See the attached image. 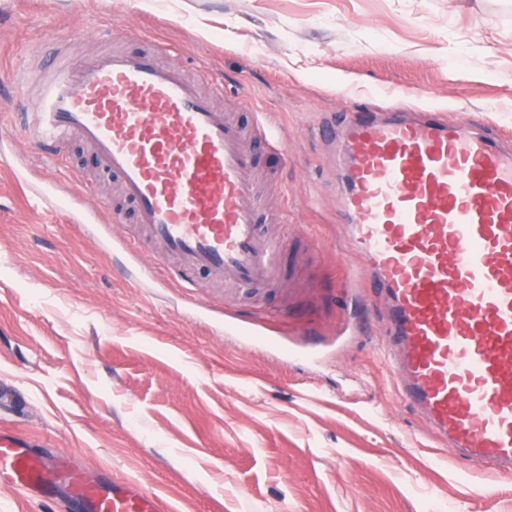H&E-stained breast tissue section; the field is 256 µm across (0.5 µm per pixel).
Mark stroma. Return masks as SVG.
<instances>
[{"label":"stroma","mask_w":512,"mask_h":512,"mask_svg":"<svg viewBox=\"0 0 512 512\" xmlns=\"http://www.w3.org/2000/svg\"><path fill=\"white\" fill-rule=\"evenodd\" d=\"M112 38L170 46L173 65L223 80L225 111L283 134L287 152L261 155L268 207L290 216L273 227L283 282L131 276L162 261L133 218L114 221L91 149L46 162L20 137L12 76ZM358 100L463 112L512 140V0H0V428L177 512H512V474L451 455L399 397L378 289L343 286L361 259L325 130ZM76 171L90 224L64 209Z\"/></svg>","instance_id":"obj_1"}]
</instances>
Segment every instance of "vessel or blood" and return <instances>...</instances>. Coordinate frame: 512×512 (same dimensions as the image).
Here are the masks:
<instances>
[{"label": "vessel or blood", "mask_w": 512, "mask_h": 512, "mask_svg": "<svg viewBox=\"0 0 512 512\" xmlns=\"http://www.w3.org/2000/svg\"><path fill=\"white\" fill-rule=\"evenodd\" d=\"M150 53L108 49L54 61L20 132L58 156L88 143L118 181L155 252L159 278L191 287L205 268L260 288L280 272L261 228L255 143L286 150L266 113L252 131L225 117L220 86ZM336 194L350 239L387 301L388 362L401 398L457 457L512 472V148L463 114L364 108L345 122ZM0 487L67 492L81 512H169L135 483L90 477L0 429Z\"/></svg>", "instance_id": "vessel-or-blood-1"}]
</instances>
